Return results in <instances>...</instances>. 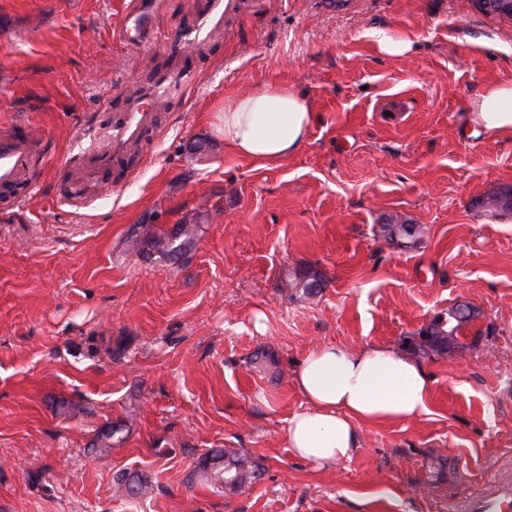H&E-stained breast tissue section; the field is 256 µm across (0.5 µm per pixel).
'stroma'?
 I'll list each match as a JSON object with an SVG mask.
<instances>
[{
    "instance_id": "obj_1",
    "label": "stroma",
    "mask_w": 512,
    "mask_h": 512,
    "mask_svg": "<svg viewBox=\"0 0 512 512\" xmlns=\"http://www.w3.org/2000/svg\"><path fill=\"white\" fill-rule=\"evenodd\" d=\"M141 2L172 34L201 0ZM129 3L0 0V131L22 120L48 143L33 192L0 208V512H470L512 489V213L473 206L512 187V136L471 116L483 88L512 82V22L473 0H243L183 60L196 81L133 175L83 185L76 206L101 127L169 63L162 42L124 44ZM378 31L411 52H382ZM265 84L315 118L297 153L260 165L219 127L225 99ZM389 219L420 225L419 242L386 240ZM186 224V250L141 242ZM301 269L324 285L288 298ZM460 302L482 316L462 351L423 359L427 413L359 427L331 466L291 452L306 353L404 355ZM215 448L258 459L249 491L201 477ZM124 473L147 488L128 495Z\"/></svg>"
}]
</instances>
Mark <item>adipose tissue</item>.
<instances>
[{
  "instance_id": "adipose-tissue-1",
  "label": "adipose tissue",
  "mask_w": 512,
  "mask_h": 512,
  "mask_svg": "<svg viewBox=\"0 0 512 512\" xmlns=\"http://www.w3.org/2000/svg\"><path fill=\"white\" fill-rule=\"evenodd\" d=\"M472 107L474 121L495 136L512 135V82L487 85ZM314 114L298 93L265 85L225 101L220 131L234 155L268 163L305 143ZM296 385L308 407L288 420L292 452L325 466L350 458L362 425L407 423L427 411L430 377L424 367L391 348L356 351L326 345L301 363Z\"/></svg>"
}]
</instances>
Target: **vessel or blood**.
<instances>
[{"mask_svg": "<svg viewBox=\"0 0 512 512\" xmlns=\"http://www.w3.org/2000/svg\"><path fill=\"white\" fill-rule=\"evenodd\" d=\"M238 0H206L199 12L196 25L177 35H167V46L177 48L181 54L191 55L204 48L222 34L224 20L235 14ZM167 70L146 71L139 91L128 99L122 112L112 117V133L101 148L92 166L76 173V183L97 180L99 174L122 169L129 151L146 142L158 129V103L164 100L170 85ZM46 155V142L26 123H15L12 130L0 134V191L6 193L10 205L23 198L18 186L35 159Z\"/></svg>", "mask_w": 512, "mask_h": 512, "instance_id": "b4317fda", "label": "vessel or blood"}]
</instances>
